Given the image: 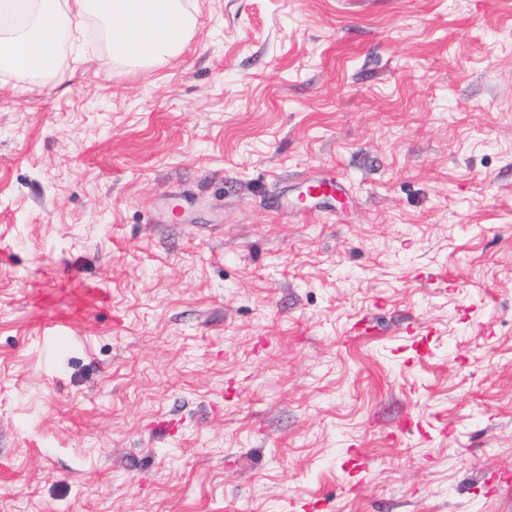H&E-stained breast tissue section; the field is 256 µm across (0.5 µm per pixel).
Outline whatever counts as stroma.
<instances>
[{"label": "stroma", "instance_id": "obj_1", "mask_svg": "<svg viewBox=\"0 0 512 512\" xmlns=\"http://www.w3.org/2000/svg\"><path fill=\"white\" fill-rule=\"evenodd\" d=\"M192 2L0 75V512H512V0ZM346 193L345 185L341 181L322 182L308 185L302 193V201H317L318 203L325 202L328 199L340 200L341 196ZM338 198H337V197Z\"/></svg>", "mask_w": 512, "mask_h": 512}]
</instances>
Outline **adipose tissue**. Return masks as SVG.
I'll return each instance as SVG.
<instances>
[{"label": "adipose tissue", "instance_id": "adipose-tissue-1", "mask_svg": "<svg viewBox=\"0 0 512 512\" xmlns=\"http://www.w3.org/2000/svg\"><path fill=\"white\" fill-rule=\"evenodd\" d=\"M197 23L186 0H0V73L50 79L76 32L95 25L101 72L178 55Z\"/></svg>", "mask_w": 512, "mask_h": 512}]
</instances>
